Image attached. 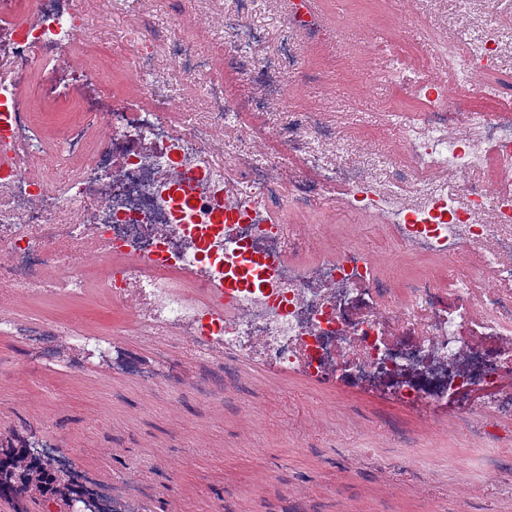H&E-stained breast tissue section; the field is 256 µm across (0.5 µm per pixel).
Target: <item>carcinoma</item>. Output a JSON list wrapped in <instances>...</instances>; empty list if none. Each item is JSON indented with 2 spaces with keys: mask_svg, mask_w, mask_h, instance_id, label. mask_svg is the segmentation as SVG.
<instances>
[{
  "mask_svg": "<svg viewBox=\"0 0 512 512\" xmlns=\"http://www.w3.org/2000/svg\"><path fill=\"white\" fill-rule=\"evenodd\" d=\"M88 489L72 478L59 477L53 458L36 455L31 447L0 448V499L17 500L52 496L67 506Z\"/></svg>",
  "mask_w": 512,
  "mask_h": 512,
  "instance_id": "cac0c4a2",
  "label": "carcinoma"
}]
</instances>
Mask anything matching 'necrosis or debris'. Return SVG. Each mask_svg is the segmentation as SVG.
<instances>
[{"mask_svg": "<svg viewBox=\"0 0 512 512\" xmlns=\"http://www.w3.org/2000/svg\"><path fill=\"white\" fill-rule=\"evenodd\" d=\"M484 4L485 25L466 48L435 40L465 95L471 71L499 62L497 0ZM86 8L87 0H29L35 22L0 26L10 70L0 81V251L9 257L0 266L1 306L20 294H83L84 270L94 265L98 290L130 313L137 335L185 342L196 362L220 358L230 370L249 345L271 369L383 384L420 410L473 392L465 416L489 410L497 429L512 428V192L490 195L470 179L489 169L512 183L511 104L485 111L449 102L424 62L370 34L364 50L385 61L389 82L416 104L391 114L406 157L398 178L378 166L338 164L342 144L323 114L295 112L275 141L299 153L307 175L282 187L274 154L255 151L242 109L219 79L202 89L201 109L187 121L116 101L48 143L16 91L33 77L32 56L58 60L82 41ZM166 41L174 80L160 76L153 51H138L149 100H174L179 83L211 66L177 24ZM222 132L253 151L251 197L224 189ZM329 188L350 211L381 216L408 253L465 259L448 292L428 276L387 281L353 243L312 263L287 251L271 201L306 210ZM240 245L273 259L265 286L225 288ZM369 288L371 305L363 300ZM0 330L38 357L59 355L50 343L56 326L5 317Z\"/></svg>", "mask_w": 512, "mask_h": 512, "instance_id": "4bbe7bcc", "label": "necrosis or debris"}]
</instances>
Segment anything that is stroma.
<instances>
[{"instance_id":"1","label":"stroma","mask_w":512,"mask_h":512,"mask_svg":"<svg viewBox=\"0 0 512 512\" xmlns=\"http://www.w3.org/2000/svg\"><path fill=\"white\" fill-rule=\"evenodd\" d=\"M141 9L140 0H118L107 19L88 14L93 35L78 47L83 68L65 72L43 61L19 88L34 124L51 140H62L68 124L83 119V107L98 113L116 99L140 106L134 48L175 22L212 62L185 86L182 110L197 109L195 87L220 74L235 101L267 99L264 111L246 116L260 137L284 126L289 112L318 110L345 145L338 163L382 156L397 169L402 158L387 112L396 98L387 83L364 84L381 62L360 51L361 27L423 55L437 73L442 62L432 33L463 47L483 23L479 6L463 16L457 0H317V14L337 31L335 42L324 46L285 33L288 0H265L252 11L242 0H157L144 22ZM245 21L265 36L252 55L276 58L289 46L300 72L271 86L248 71L225 69L224 31ZM284 222L287 242L302 243L306 260L358 242L374 255L381 275L393 270L389 260L396 257L399 274L427 275L443 288L458 267L445 258L406 254L377 219L343 209L332 193ZM10 309L63 328L82 316L104 340L123 331L132 358L183 364L179 380L145 386L97 355L77 365L41 362L25 343L0 335V437L60 449L67 469L116 506L131 502L144 512H512V432L488 436L483 417L462 423L449 415V407L468 405L470 396L421 411L383 386L314 381L268 369L250 355L234 371L212 375L216 395L205 400L186 346L160 348L124 332L123 311L95 295L21 299ZM431 432L447 458L423 469L402 464V450L418 447ZM471 448L487 449L493 461L465 474L451 460Z\"/></svg>"}]
</instances>
